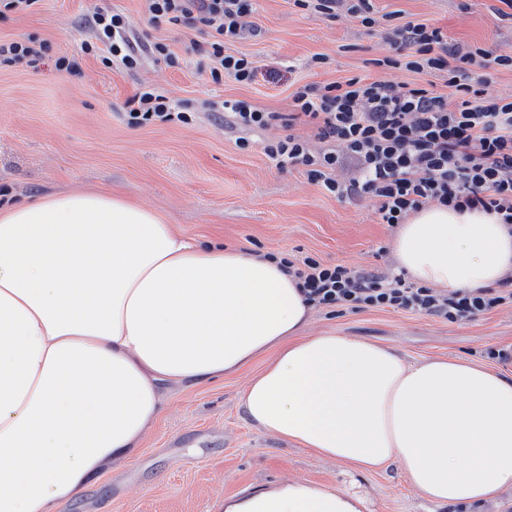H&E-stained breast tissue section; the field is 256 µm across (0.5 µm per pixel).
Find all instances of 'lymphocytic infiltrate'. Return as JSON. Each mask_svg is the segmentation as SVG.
Instances as JSON below:
<instances>
[{
	"label": "lymphocytic infiltrate",
	"instance_id": "obj_1",
	"mask_svg": "<svg viewBox=\"0 0 512 512\" xmlns=\"http://www.w3.org/2000/svg\"><path fill=\"white\" fill-rule=\"evenodd\" d=\"M151 24H188L210 41L200 68L213 82L255 83L257 61L226 53V43L249 29L252 0H146ZM84 53L105 66L137 70L145 57L175 64L161 41L141 42L121 12L100 9L90 20ZM395 55L381 66L427 75L424 83L351 77L324 85H305L292 95V112H270L243 100L211 103L227 125L285 133L264 150L281 168H302L308 180L340 199L372 201L381 223L395 226L429 205L481 209L512 227V96L492 87V71L512 70V56L452 44L441 28L414 20L391 26ZM486 72L473 79L471 67ZM446 74L448 93L432 75ZM188 107H175L158 88L147 85L126 103L125 120L137 128L156 122H188ZM310 135L295 133L296 125ZM305 302L331 312L403 310L451 322L472 321L512 305V274L494 288L442 293L367 269L326 264L313 257L282 258Z\"/></svg>",
	"mask_w": 512,
	"mask_h": 512
}]
</instances>
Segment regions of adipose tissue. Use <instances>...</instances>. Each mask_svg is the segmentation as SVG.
I'll use <instances>...</instances> for the list:
<instances>
[{"mask_svg":"<svg viewBox=\"0 0 512 512\" xmlns=\"http://www.w3.org/2000/svg\"><path fill=\"white\" fill-rule=\"evenodd\" d=\"M397 271L443 292L512 273V227L433 205L401 225ZM277 262L205 245L139 203L49 194L0 210V512H59L132 458L165 384L275 358L240 394L266 433L363 471L397 463L439 506L512 492V376L458 358L408 360L333 333ZM360 498L286 481L224 512H361Z\"/></svg>","mask_w":512,"mask_h":512,"instance_id":"obj_1","label":"adipose tissue"}]
</instances>
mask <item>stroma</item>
<instances>
[{"mask_svg":"<svg viewBox=\"0 0 512 512\" xmlns=\"http://www.w3.org/2000/svg\"><path fill=\"white\" fill-rule=\"evenodd\" d=\"M377 23L348 15L328 20L293 0H257L250 21L259 36L228 44L263 69L250 85L213 83L196 65L208 37L184 27L149 23L144 0H39L28 13L0 18V38L37 37L52 52L37 68L0 67V203L55 192H111L144 204L203 243L256 255L313 256L326 264L391 272L396 228L382 224L371 201L340 200L280 170L263 150L278 128L240 133L225 127L205 100L240 99L271 112L290 109L304 84L353 76L392 78L371 66L391 55L385 14L441 27L449 40L512 55V20L498 0H372ZM127 15L137 37L166 39L176 65L146 58L133 72L83 53L94 11ZM77 57L81 75L57 71L56 56ZM174 103L197 108L189 123L126 125L124 103L141 84ZM247 137L249 149L237 140ZM308 334L336 333L395 348L411 360L462 357L512 375L488 348L512 346V307L466 322L403 311L331 313L311 309ZM259 356L224 378L172 386L163 409L131 461L105 470L60 512H216L224 498L287 479L329 485L361 498L362 512H512V497L482 506L440 507L414 490L396 465L361 472L272 437L249 423L239 397L267 363Z\"/></svg>","mask_w":512,"mask_h":512,"instance_id":"obj_1","label":"stroma"}]
</instances>
